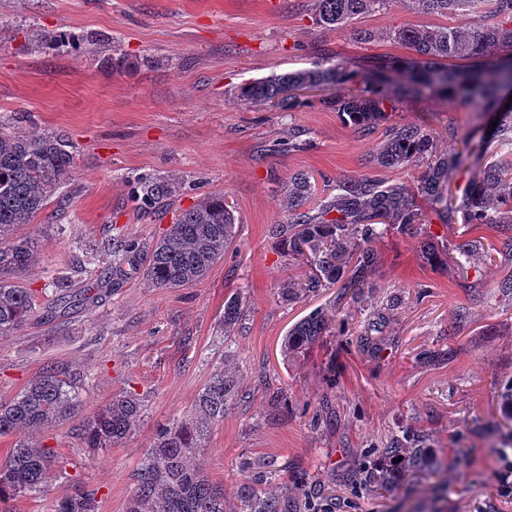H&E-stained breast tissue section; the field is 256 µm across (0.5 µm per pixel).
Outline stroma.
<instances>
[{"label": "stroma", "instance_id": "35a3bbf8", "mask_svg": "<svg viewBox=\"0 0 512 512\" xmlns=\"http://www.w3.org/2000/svg\"><path fill=\"white\" fill-rule=\"evenodd\" d=\"M314 0H0V129L59 132L74 145L71 180L24 235L45 246L27 287L37 303L60 271L80 269L87 249L106 240L157 239L179 210L212 191H224L238 233L224 258L187 288H151L126 269L119 288L96 304L36 320L0 338V400L18 394L48 365L83 372L88 409L132 392L145 413L118 447L90 454L67 427L42 439L57 450L43 491L12 502L13 512H52L75 487L93 493L97 512H126L133 474L157 429L186 414L224 357L236 368L242 397L213 426L206 472L222 483L227 512L243 476L262 491L322 484L332 488L334 512H512V496L495 491L501 446L512 438L498 391L512 378V249L496 227L479 230L431 217L428 229L451 248L473 236L492 245V261L468 272L426 262L416 233L391 234L377 245L371 304L399 300L373 358L340 336H324L306 359L286 362L288 330L317 308L332 312L336 289L297 302L281 300L287 283L306 277L302 260L288 257L268 234L288 220L284 188L291 176L312 175L317 196L345 175L413 185L418 168H373L365 159L384 139V124L363 134L326 107L323 91L302 92L294 111L241 101L242 85L310 68L314 43L354 66L402 54L385 39L399 26H453L460 17L425 15L409 0H389L363 16L377 32L369 45L349 31L315 25ZM67 33L76 45L57 50L49 37ZM477 107L432 97L400 101L402 124L469 130ZM312 142L289 150L295 132ZM175 175L182 188L166 210L148 217L132 186L148 176ZM249 312L232 337L221 321L232 294ZM453 351L429 363L423 354ZM286 390L289 408L273 416L270 397ZM335 417L321 410L323 398ZM424 434L444 474H406L389 493L359 489L346 475L365 456L405 433Z\"/></svg>", "mask_w": 512, "mask_h": 512}]
</instances>
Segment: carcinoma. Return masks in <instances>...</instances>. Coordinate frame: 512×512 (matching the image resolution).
<instances>
[{
  "instance_id": "obj_1",
  "label": "carcinoma",
  "mask_w": 512,
  "mask_h": 512,
  "mask_svg": "<svg viewBox=\"0 0 512 512\" xmlns=\"http://www.w3.org/2000/svg\"><path fill=\"white\" fill-rule=\"evenodd\" d=\"M386 0H315L316 21L338 31L364 15L382 8ZM473 0H414L423 14L446 15L462 12ZM492 8L479 23L464 21L455 26H400L387 38L410 50L405 58L384 56L367 69L358 71L345 63H332L326 48L315 46L319 62L311 69H300L266 77L241 86L237 97L292 111L304 104L299 92L329 88L323 103L333 107L353 125L365 128L389 120L396 111L398 95L386 94L381 86L387 75L399 76L397 88L411 97L442 95L477 105L484 114L498 121L494 126L478 124L481 131L499 145L512 146V106L502 100L512 87V0H491ZM448 140L464 143L462 150L446 154L433 152L434 132L410 124L392 122L386 136L368 156L366 164L383 168L420 167L413 189L401 184H385L366 175L343 176L325 198H316V184L307 174H297L285 187L288 223L274 224L270 234L287 246L288 255L309 264V276L284 286L285 302H294L325 288H341L340 299L355 303L366 300L370 277L377 263L375 244L388 233L421 231L426 224L424 208L437 214L445 224L454 223L462 210L464 223L473 226L494 224L499 235L512 247V159L500 157L485 164L470 157L472 137L461 135L450 123ZM468 167L469 180L460 208L453 207L450 180ZM74 168L72 147L63 135L43 130L30 135L0 131V337L11 336L35 319L36 299L32 289L23 286L28 272L42 252V242L18 234L45 209L49 199L71 178ZM180 190L178 178H143L132 192L139 209L151 215L166 206ZM234 206L222 191L206 195L198 204L181 212L173 224L147 251L142 278L152 288H186L204 279L224 259L237 238ZM422 248L426 260L448 262V248L425 237ZM143 246L130 239L121 251L112 252V243L101 254L89 279L107 290L116 286L124 264H134ZM490 255L485 244L475 239L459 252L454 263L468 269ZM54 302L64 306H93L98 295L72 289L64 278L54 291ZM394 304L372 307L360 344L377 348L373 335L383 333ZM247 300L242 295L224 302V337L234 335L246 316ZM330 332V319L316 309L296 323L284 337V359L296 361L307 356ZM77 374L50 365L31 379L8 401H0V437L25 435L13 443L0 461V512H10L14 499L41 490L55 458V449L41 444L37 435L48 429L73 424L71 434L86 448L99 451L115 448L136 429L144 404L133 393L113 397L90 416L80 417L84 402L79 396ZM239 394V381L233 368L221 363L198 393L194 407L182 418L161 426L152 448L136 469L134 493L126 512H226L224 485L211 481L205 471V454L211 427L224 421L231 402ZM402 457L404 470L429 476L441 468V459L418 438L397 439L367 458L351 476L360 487L388 491L395 477L378 462ZM242 512H322L329 489L311 486L298 496L286 491L259 492L249 477L234 490ZM54 512H95L92 494L76 489L59 500Z\"/></svg>"
}]
</instances>
